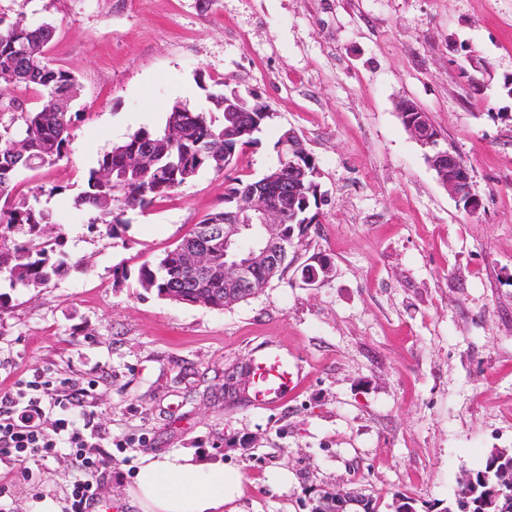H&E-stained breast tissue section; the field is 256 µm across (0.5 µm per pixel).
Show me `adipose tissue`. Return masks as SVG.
I'll list each match as a JSON object with an SVG mask.
<instances>
[{
	"label": "adipose tissue",
	"mask_w": 512,
	"mask_h": 512,
	"mask_svg": "<svg viewBox=\"0 0 512 512\" xmlns=\"http://www.w3.org/2000/svg\"><path fill=\"white\" fill-rule=\"evenodd\" d=\"M241 492L238 473L188 454L144 455L126 499L137 512H224Z\"/></svg>",
	"instance_id": "obj_1"
}]
</instances>
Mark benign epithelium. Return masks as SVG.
<instances>
[{
	"mask_svg": "<svg viewBox=\"0 0 512 512\" xmlns=\"http://www.w3.org/2000/svg\"><path fill=\"white\" fill-rule=\"evenodd\" d=\"M49 108L69 111L72 95L49 92L44 96ZM423 109L403 99L398 114L410 135L430 150L427 159L439 183L458 202L468 201L477 210L479 200L471 192L469 169L457 154L440 146L441 134L424 123ZM279 150L288 153V166L238 192L224 193V225L205 235L207 242L191 245L182 252L181 269L198 282L224 284V301L237 303L257 295L261 275L268 280L285 265L290 243L284 224L297 219L309 204L305 190L308 176L320 177V170L307 172L303 159L310 155L301 136L292 128L283 132ZM251 371L233 369L224 374V391L232 395L250 386ZM477 505L481 512H512V497L497 485L485 487ZM366 498L357 490L341 488L318 495L316 512H368Z\"/></svg>",
	"mask_w": 512,
	"mask_h": 512,
	"instance_id": "obj_1",
	"label": "benign epithelium"
}]
</instances>
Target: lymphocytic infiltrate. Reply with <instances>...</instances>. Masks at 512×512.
I'll list each match as a JSON object with an SVG mask.
<instances>
[{
    "label": "lymphocytic infiltrate",
    "mask_w": 512,
    "mask_h": 512,
    "mask_svg": "<svg viewBox=\"0 0 512 512\" xmlns=\"http://www.w3.org/2000/svg\"><path fill=\"white\" fill-rule=\"evenodd\" d=\"M86 389L61 391L49 373L15 384L0 397V461H43L60 445L73 451L79 477L73 485L67 512H85L94 496L101 464L95 451L112 445V435L86 407Z\"/></svg>",
    "instance_id": "1"
}]
</instances>
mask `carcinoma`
<instances>
[{
	"label": "carcinoma",
	"instance_id": "carcinoma-1",
	"mask_svg": "<svg viewBox=\"0 0 512 512\" xmlns=\"http://www.w3.org/2000/svg\"><path fill=\"white\" fill-rule=\"evenodd\" d=\"M51 38L43 28H32L21 19L7 25L0 19V75L17 74L13 89L24 88L37 97L52 88L75 89L74 71L46 57L45 47ZM207 99L212 108L204 112H182L181 104L173 105L162 128H140L98 156L87 173L85 190L75 199V205L89 214L90 229L122 238L129 226L128 212L146 209L204 170L231 168L244 148L258 144L255 134L260 128L246 120L238 122L232 140L234 153L226 167L216 166L215 158L224 157V127L229 117L239 118L242 113L224 112V93L220 90L209 93ZM1 109L9 110L10 122L5 125L0 121V270L8 274L13 288H39L68 271V263L58 257L55 248L38 243L50 225L55 229L54 244L61 245L63 227L39 203L15 197L12 183L24 170L53 166L67 156L72 116L69 112H46L38 104L29 107L16 96L0 102ZM140 152L153 154L150 169L125 164L126 156ZM223 221L222 210L205 216L158 264L143 263L138 272L140 285L160 296L177 291L188 297L194 286L208 288L210 307L224 308L216 285H194L180 274L182 244ZM17 228L26 229L27 241L13 238ZM502 466L499 456L492 453L484 467L474 472V478L478 481L488 476L495 481L501 478Z\"/></svg>",
	"mask_w": 512,
	"mask_h": 512
}]
</instances>
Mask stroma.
Instances as JSON below:
<instances>
[{
  "label": "stroma",
  "mask_w": 512,
  "mask_h": 512,
  "mask_svg": "<svg viewBox=\"0 0 512 512\" xmlns=\"http://www.w3.org/2000/svg\"><path fill=\"white\" fill-rule=\"evenodd\" d=\"M52 23L48 58L77 78L72 141L56 165L21 172L65 230L79 268L40 288L0 274V396L46 370L89 387L112 432V459L88 512H133L140 458L181 453L243 476L225 512H310L308 489L355 483L391 512H444L466 472L512 450V0H0V19ZM486 60L476 94L458 46ZM226 83L267 105L258 145L232 173L263 177L295 128L327 195L283 279L218 310L141 288L207 214L223 210L211 169L145 210L122 238L90 231L76 208L97 157L183 102L204 111ZM428 112L468 167L481 206L442 187L396 111ZM327 261L309 283L305 266ZM298 368L288 397L224 395V372L257 348ZM288 481H280V473ZM6 512L67 507L77 478L67 449L39 463L0 462Z\"/></svg>",
  "instance_id": "1"
}]
</instances>
